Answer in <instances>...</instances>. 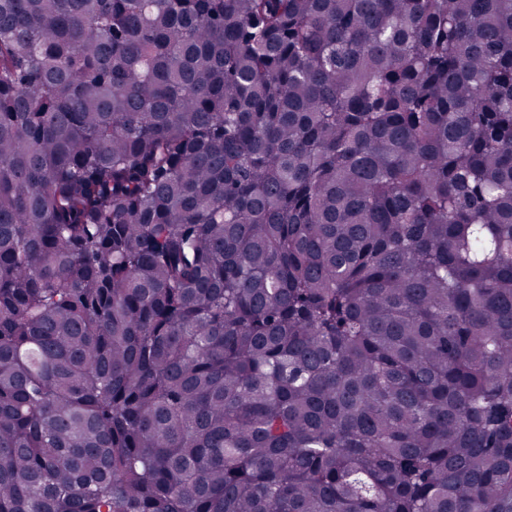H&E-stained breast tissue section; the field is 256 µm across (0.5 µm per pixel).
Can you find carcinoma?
<instances>
[{
    "label": "carcinoma",
    "instance_id": "obj_1",
    "mask_svg": "<svg viewBox=\"0 0 512 512\" xmlns=\"http://www.w3.org/2000/svg\"><path fill=\"white\" fill-rule=\"evenodd\" d=\"M0 512H512V0H0Z\"/></svg>",
    "mask_w": 512,
    "mask_h": 512
}]
</instances>
